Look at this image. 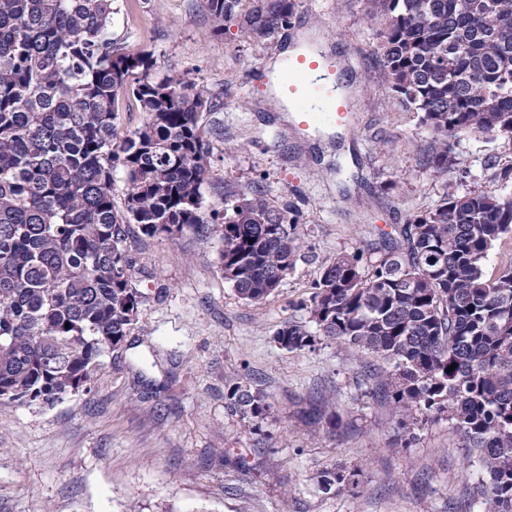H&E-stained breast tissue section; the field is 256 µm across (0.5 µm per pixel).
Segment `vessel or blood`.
<instances>
[{"label":"vessel or blood","instance_id":"obj_1","mask_svg":"<svg viewBox=\"0 0 512 512\" xmlns=\"http://www.w3.org/2000/svg\"><path fill=\"white\" fill-rule=\"evenodd\" d=\"M316 60L300 56L292 61L282 86L290 97L296 101V106L304 121L315 120L323 116L335 124H344L349 120V103L346 99L325 93L323 87L316 81L310 80L311 71L317 70Z\"/></svg>","mask_w":512,"mask_h":512}]
</instances>
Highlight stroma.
<instances>
[{
  "instance_id": "35a3bbf8",
  "label": "stroma",
  "mask_w": 512,
  "mask_h": 512,
  "mask_svg": "<svg viewBox=\"0 0 512 512\" xmlns=\"http://www.w3.org/2000/svg\"><path fill=\"white\" fill-rule=\"evenodd\" d=\"M113 37L153 54L155 76L179 74L216 105L199 123L210 147L205 213L223 211L228 188L256 189L298 211L300 257L268 300L238 297L218 267L221 241L171 240L132 229L126 250L143 295L122 348L89 390L51 407L0 404V512H482L468 462L448 424L430 420L411 446L395 447L390 403L364 375L367 355L336 344L302 353L273 336L307 320L320 264L399 237L411 214L449 191L500 189L512 143L461 133L453 164L427 166L430 132L403 111L378 64L371 0H297L277 46L242 37L237 20L212 32L202 0H117ZM307 31L333 62L352 109L332 134L285 120L271 64ZM237 379L265 393L260 433L224 407ZM332 401L336 433L313 419ZM233 463H225V453ZM359 468L354 491L324 493L321 471Z\"/></svg>"
}]
</instances>
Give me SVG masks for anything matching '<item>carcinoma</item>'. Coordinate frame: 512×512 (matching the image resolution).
Segmentation results:
<instances>
[{"label": "carcinoma", "mask_w": 512, "mask_h": 512, "mask_svg": "<svg viewBox=\"0 0 512 512\" xmlns=\"http://www.w3.org/2000/svg\"><path fill=\"white\" fill-rule=\"evenodd\" d=\"M203 0L224 33L239 17L247 38L274 43L297 0ZM379 61L390 89L433 135L427 165L445 175L448 137L512 142V0H374ZM117 0H0V402L52 406L89 389L121 349L143 302L131 274L130 225L148 237L218 235L219 267L239 298L261 303L294 269L298 214L254 191L224 190L207 216L210 149L199 125L206 92L152 76L153 54L112 37ZM142 124L119 141L120 102ZM126 184L112 200L113 171ZM503 188L448 193L412 215L402 240L375 259L343 253L321 266L299 307L274 334L289 352L320 341L383 365L399 426L448 423L478 466L485 512H512V263L485 261L512 236V166ZM453 370H448L449 366ZM227 411L258 432L271 404L231 380ZM359 471L324 470L341 493Z\"/></svg>", "instance_id": "obj_1"}]
</instances>
